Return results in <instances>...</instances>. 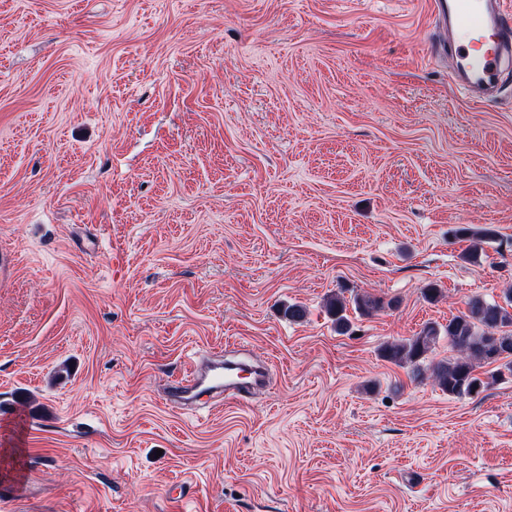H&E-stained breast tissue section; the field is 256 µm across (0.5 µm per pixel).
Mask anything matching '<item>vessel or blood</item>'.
<instances>
[{
  "label": "vessel or blood",
  "instance_id": "1",
  "mask_svg": "<svg viewBox=\"0 0 512 512\" xmlns=\"http://www.w3.org/2000/svg\"><path fill=\"white\" fill-rule=\"evenodd\" d=\"M430 6L464 92L474 98L486 95L495 87L506 63L512 62V19L503 0H431ZM243 369V362L234 360L191 369L176 384L179 396L191 400L206 391L244 400L253 388L268 387V367L249 368L251 381L247 384L241 379Z\"/></svg>",
  "mask_w": 512,
  "mask_h": 512
}]
</instances>
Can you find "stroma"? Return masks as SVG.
<instances>
[{
	"mask_svg": "<svg viewBox=\"0 0 512 512\" xmlns=\"http://www.w3.org/2000/svg\"><path fill=\"white\" fill-rule=\"evenodd\" d=\"M429 2L0 0V512H512V374L380 353L512 290V68ZM196 350L274 378L165 402ZM453 76L474 98L489 93L512 59V21L501 0H432ZM326 311L333 317V322L336 324V330L341 333H346L349 328V318L346 314V300L340 295L336 294L328 298L326 302Z\"/></svg>",
	"mask_w": 512,
	"mask_h": 512,
	"instance_id": "stroma-1",
	"label": "stroma"
}]
</instances>
